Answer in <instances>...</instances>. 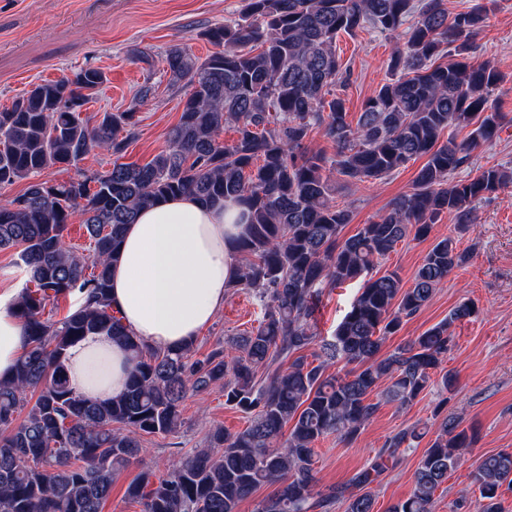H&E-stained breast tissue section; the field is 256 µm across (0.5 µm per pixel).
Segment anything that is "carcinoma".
<instances>
[{"label":"carcinoma","mask_w":512,"mask_h":512,"mask_svg":"<svg viewBox=\"0 0 512 512\" xmlns=\"http://www.w3.org/2000/svg\"><path fill=\"white\" fill-rule=\"evenodd\" d=\"M413 16L390 58L392 78L349 121L344 99L326 98L348 79L338 34L367 25L393 33ZM487 18L481 2L451 13L446 0H243L238 18L204 33L217 48L207 58L179 47L166 53L171 85L187 94L167 147L144 165L122 161L135 135L134 109L105 112L92 128L80 118L107 81L98 68L44 81L0 109V189L26 181L24 193L0 207V249L21 248L31 283L15 303L29 346L13 378L0 380V512H101L116 474L145 452L143 438L177 430L187 395L213 386L224 387L225 404L245 415L246 428H216L203 447L173 460L166 477L141 472L127 488L141 512H236L264 486L274 490L258 512H317L340 499L346 512H374L367 486L419 441L417 427L385 441L373 465L352 478L356 493L318 490L316 444L331 435L356 441L380 406L371 394L384 380L387 400L411 404L447 357L452 327L475 313L462 302L382 352L468 263L458 243L475 202L512 183V170L500 165L450 180L504 126L505 115L489 104L502 74L468 63ZM449 47L454 59L435 64ZM226 125L237 133L231 144L221 140ZM315 127L336 144L334 156L306 145ZM96 147L112 154V168L59 183L39 179ZM414 157L426 161L411 190L344 236L351 209L334 201L336 185L374 184ZM185 194L209 207L242 208L229 290L248 292L260 308L255 329L216 341L201 358L192 344L176 351L143 344L110 295L125 226L140 209ZM77 211L93 242L87 258L66 243ZM445 214L453 228L409 287L397 272H380L400 242L427 238ZM354 281L360 287L349 310L331 336H321L319 301ZM61 296L74 299L67 315L44 318ZM95 334L121 344L133 363L125 392L105 402L79 393L66 374L69 349ZM339 363L351 369L327 373ZM472 444L461 421L443 417L409 497L389 512H433L437 490ZM472 467L475 512H501L512 451L482 455Z\"/></svg>","instance_id":"cac0c4a2"}]
</instances>
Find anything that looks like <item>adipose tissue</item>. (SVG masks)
I'll return each mask as SVG.
<instances>
[{
  "label": "adipose tissue",
  "instance_id": "1",
  "mask_svg": "<svg viewBox=\"0 0 512 512\" xmlns=\"http://www.w3.org/2000/svg\"><path fill=\"white\" fill-rule=\"evenodd\" d=\"M240 210L170 198L141 211L128 225L112 268L111 298L127 328L152 347L177 349L195 339L224 306L235 269L228 245L242 233ZM14 294L0 293V379L12 378L28 340L14 314ZM132 363L110 337L92 335L70 348L67 374L82 394H121Z\"/></svg>",
  "mask_w": 512,
  "mask_h": 512
}]
</instances>
